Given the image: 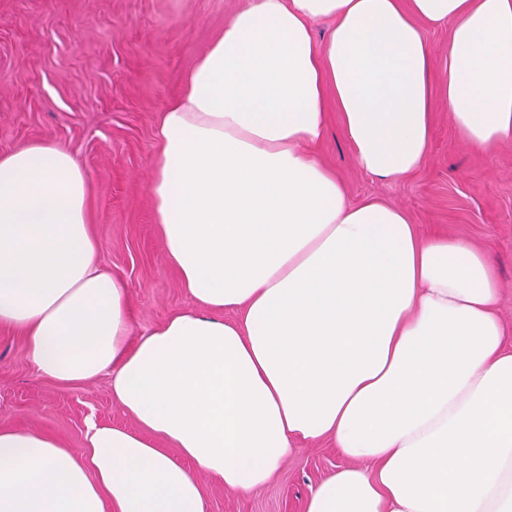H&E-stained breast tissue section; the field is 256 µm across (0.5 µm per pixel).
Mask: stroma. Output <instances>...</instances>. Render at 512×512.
<instances>
[{"mask_svg": "<svg viewBox=\"0 0 512 512\" xmlns=\"http://www.w3.org/2000/svg\"><path fill=\"white\" fill-rule=\"evenodd\" d=\"M244 0H0V152L40 141L69 151L89 181L88 215L97 260L130 293L136 331L193 308L168 263L149 186L154 127L186 73ZM321 162L350 202L404 208L421 234L442 232L485 251L499 280L498 315L512 331V144L466 146L441 91L431 101L424 165L399 181L355 165L333 92L325 94ZM137 430L112 400L107 378L61 385L37 374L26 339L0 324V428L37 431L82 453L89 423ZM334 444L291 449L265 486L241 494L195 463L208 512H305L310 488L347 465Z\"/></svg>", "mask_w": 512, "mask_h": 512, "instance_id": "1", "label": "stroma"}]
</instances>
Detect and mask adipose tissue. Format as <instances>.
Masks as SVG:
<instances>
[{
	"instance_id": "adipose-tissue-1",
	"label": "adipose tissue",
	"mask_w": 512,
	"mask_h": 512,
	"mask_svg": "<svg viewBox=\"0 0 512 512\" xmlns=\"http://www.w3.org/2000/svg\"><path fill=\"white\" fill-rule=\"evenodd\" d=\"M426 23L449 30L462 141L512 143V0H247L231 18L154 131L155 220L197 302L157 329L134 333L99 266L72 155L0 153V323L42 377L109 376L142 428L91 426L80 456L0 428V512H208L185 461L248 493L324 439L351 463L306 512H512V335L487 256L350 203L313 153L330 89L364 173L424 164Z\"/></svg>"
}]
</instances>
